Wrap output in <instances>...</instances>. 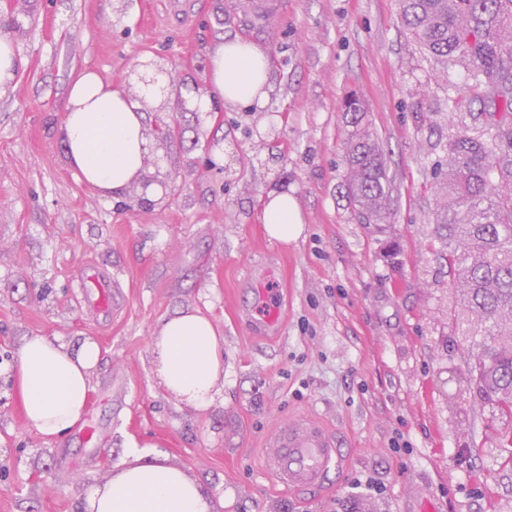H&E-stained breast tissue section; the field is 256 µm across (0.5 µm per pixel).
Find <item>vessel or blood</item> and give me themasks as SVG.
Segmentation results:
<instances>
[{
  "label": "vessel or blood",
  "instance_id": "obj_1",
  "mask_svg": "<svg viewBox=\"0 0 512 512\" xmlns=\"http://www.w3.org/2000/svg\"><path fill=\"white\" fill-rule=\"evenodd\" d=\"M84 298L97 314H109L116 305V283L111 275L82 271ZM262 307L246 315L261 331L277 332L283 326L279 294L261 288ZM262 463L282 489L302 497H317L338 486L348 467V451L342 436L308 413L288 417L265 442Z\"/></svg>",
  "mask_w": 512,
  "mask_h": 512
}]
</instances>
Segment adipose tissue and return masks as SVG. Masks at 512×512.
I'll return each instance as SVG.
<instances>
[{
	"mask_svg": "<svg viewBox=\"0 0 512 512\" xmlns=\"http://www.w3.org/2000/svg\"><path fill=\"white\" fill-rule=\"evenodd\" d=\"M269 56L237 39L216 43L209 53L210 83L201 105L264 106ZM68 164L80 180L120 196L143 175L148 154L140 101L92 72L70 84L64 103ZM260 220L270 240L296 242L303 219L296 198L273 189L259 200ZM90 338L70 346L36 333L24 337L11 369L28 427L48 440L66 436L86 413L93 369L100 360ZM152 370L160 386L192 410L213 404L224 385V334L200 309L161 320L153 336ZM83 512H217L209 488L184 469L129 450L105 480L79 489Z\"/></svg>",
	"mask_w": 512,
	"mask_h": 512,
	"instance_id": "ef3b65f1",
	"label": "adipose tissue"
}]
</instances>
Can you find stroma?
Segmentation results:
<instances>
[{"label":"stroma","mask_w":512,"mask_h":512,"mask_svg":"<svg viewBox=\"0 0 512 512\" xmlns=\"http://www.w3.org/2000/svg\"><path fill=\"white\" fill-rule=\"evenodd\" d=\"M231 0H0V32L24 65L0 99V512H81L75 492L107 478L130 446L149 447L222 499L221 512H512V420L463 379V342L480 333L439 257L433 164L449 135L481 131L478 104L449 111L443 69L404 26L398 0H282L266 24L229 16ZM240 38L271 58L263 109L202 112L208 53ZM171 71L169 104L144 102L146 175L170 196L148 205L102 195L66 160L63 103L96 72L133 98L139 60ZM447 79H438L440 71ZM357 93L387 153V234L357 223L341 193L340 103ZM297 199V242L270 241L258 200ZM118 283L113 316L93 314L77 276ZM276 273L284 325L262 336L237 315ZM201 309L224 332V389L192 412L150 370L152 335ZM101 350L81 427L56 442L31 431L9 379L32 333ZM310 411L341 433L352 467L337 489L303 499L274 485L261 444ZM95 427L97 440L83 438Z\"/></svg>","instance_id":"1"}]
</instances>
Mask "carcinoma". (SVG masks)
<instances>
[{
	"mask_svg": "<svg viewBox=\"0 0 512 512\" xmlns=\"http://www.w3.org/2000/svg\"><path fill=\"white\" fill-rule=\"evenodd\" d=\"M418 44L474 73L481 132L448 137L435 175L443 193L434 219L448 276L484 336L465 360L468 383L512 418V0H399ZM347 127L342 187L361 224L385 230L392 181L357 95L342 102Z\"/></svg>",
	"mask_w": 512,
	"mask_h": 512,
	"instance_id": "cac0c4a2",
	"label": "carcinoma"
}]
</instances>
